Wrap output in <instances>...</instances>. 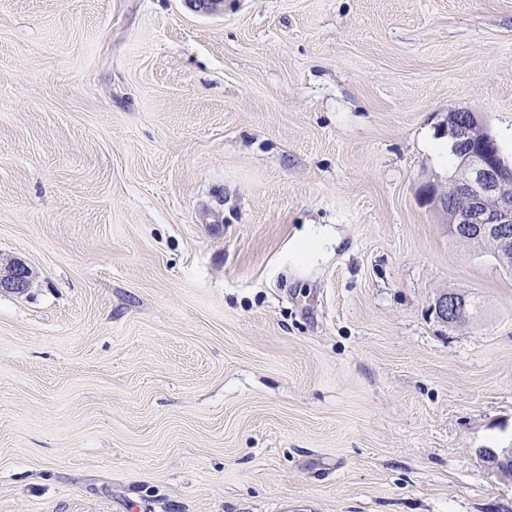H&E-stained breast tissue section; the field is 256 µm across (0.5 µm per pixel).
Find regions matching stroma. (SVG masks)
<instances>
[{
  "label": "stroma",
  "instance_id": "35a3bbf8",
  "mask_svg": "<svg viewBox=\"0 0 512 512\" xmlns=\"http://www.w3.org/2000/svg\"><path fill=\"white\" fill-rule=\"evenodd\" d=\"M455 108L512 161V0H0V512H512ZM30 269L21 261L14 262L4 272L0 271V289L21 293L29 287ZM436 311L440 319L451 323L457 318H467L469 303L459 293H444L437 300Z\"/></svg>",
  "mask_w": 512,
  "mask_h": 512
}]
</instances>
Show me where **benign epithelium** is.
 <instances>
[{"label": "benign epithelium", "instance_id": "benign-epithelium-1", "mask_svg": "<svg viewBox=\"0 0 512 512\" xmlns=\"http://www.w3.org/2000/svg\"><path fill=\"white\" fill-rule=\"evenodd\" d=\"M448 137L457 144L462 161L448 187L430 186L429 200L455 238L491 243L497 261L512 268V163L505 162L496 138L473 112H448ZM30 278L27 265L15 262L0 271V289L21 293ZM436 311L451 323L469 315V303L459 293H444Z\"/></svg>", "mask_w": 512, "mask_h": 512}]
</instances>
